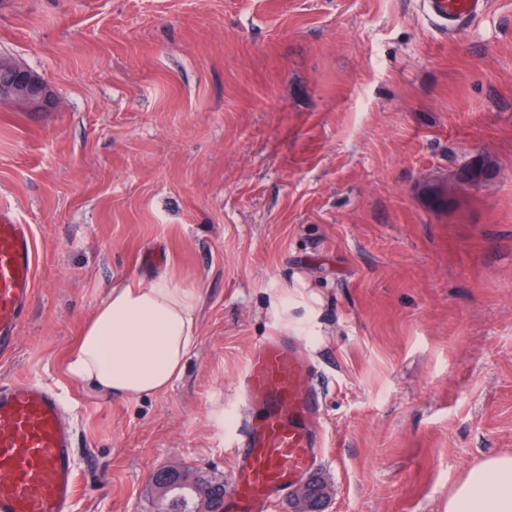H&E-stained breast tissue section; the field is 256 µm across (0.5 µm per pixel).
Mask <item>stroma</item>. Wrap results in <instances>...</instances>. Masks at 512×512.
<instances>
[{"mask_svg":"<svg viewBox=\"0 0 512 512\" xmlns=\"http://www.w3.org/2000/svg\"><path fill=\"white\" fill-rule=\"evenodd\" d=\"M1 56L52 97L0 100V210L37 243L0 376L60 388L74 512H157L167 466L229 478L273 333L315 364L321 512H447L512 454V0L447 37L419 0H0ZM163 271L200 291L182 376L88 393L83 323Z\"/></svg>","mask_w":512,"mask_h":512,"instance_id":"obj_1","label":"stroma"}]
</instances>
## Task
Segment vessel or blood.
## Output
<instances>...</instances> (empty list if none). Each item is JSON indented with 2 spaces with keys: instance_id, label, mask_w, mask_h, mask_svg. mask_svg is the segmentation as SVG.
<instances>
[{
  "instance_id": "b4317fda",
  "label": "vessel or blood",
  "mask_w": 512,
  "mask_h": 512,
  "mask_svg": "<svg viewBox=\"0 0 512 512\" xmlns=\"http://www.w3.org/2000/svg\"><path fill=\"white\" fill-rule=\"evenodd\" d=\"M433 28L448 33L483 14L490 0H423ZM31 225L0 212V357L10 356L35 291ZM314 363L284 335L251 350L239 393L251 412L234 466L225 512H269L282 493L309 478L324 458L316 435L321 394ZM78 492L76 434L55 389L36 378L0 380V512H72Z\"/></svg>"
}]
</instances>
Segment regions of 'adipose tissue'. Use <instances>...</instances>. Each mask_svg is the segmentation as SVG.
<instances>
[{"label":"adipose tissue","mask_w":512,"mask_h":512,"mask_svg":"<svg viewBox=\"0 0 512 512\" xmlns=\"http://www.w3.org/2000/svg\"><path fill=\"white\" fill-rule=\"evenodd\" d=\"M199 300L166 272L112 286L70 350L68 374L103 398L168 391L198 342ZM447 512H512V455L471 468L449 491Z\"/></svg>","instance_id":"ef3b65f1"}]
</instances>
